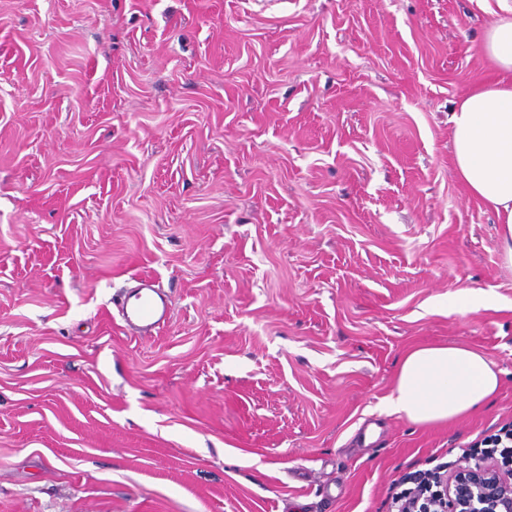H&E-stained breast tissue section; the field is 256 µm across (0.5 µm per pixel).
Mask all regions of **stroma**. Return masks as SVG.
<instances>
[{"label":"stroma","mask_w":512,"mask_h":512,"mask_svg":"<svg viewBox=\"0 0 512 512\" xmlns=\"http://www.w3.org/2000/svg\"><path fill=\"white\" fill-rule=\"evenodd\" d=\"M491 20L0 0V512H387L394 480L512 423V266L449 122L493 77ZM139 276L171 302L148 338L119 315ZM421 342L487 352L494 404L385 412Z\"/></svg>","instance_id":"obj_1"}]
</instances>
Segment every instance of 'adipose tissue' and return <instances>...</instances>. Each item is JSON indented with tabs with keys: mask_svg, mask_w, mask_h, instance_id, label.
Listing matches in <instances>:
<instances>
[{
	"mask_svg": "<svg viewBox=\"0 0 512 512\" xmlns=\"http://www.w3.org/2000/svg\"><path fill=\"white\" fill-rule=\"evenodd\" d=\"M481 45L498 80L479 86L452 113L456 173L469 196L502 224L501 255L512 265V0H495ZM501 372L484 352L456 344L421 343L398 364L386 411L419 425L445 424L493 402Z\"/></svg>",
	"mask_w": 512,
	"mask_h": 512,
	"instance_id": "obj_1",
	"label": "adipose tissue"
}]
</instances>
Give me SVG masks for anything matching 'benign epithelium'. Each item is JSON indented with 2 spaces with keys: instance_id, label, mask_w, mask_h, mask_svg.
I'll return each mask as SVG.
<instances>
[{
  "instance_id": "benign-epithelium-1",
  "label": "benign epithelium",
  "mask_w": 512,
  "mask_h": 512,
  "mask_svg": "<svg viewBox=\"0 0 512 512\" xmlns=\"http://www.w3.org/2000/svg\"><path fill=\"white\" fill-rule=\"evenodd\" d=\"M443 512H512V464L476 459L455 470Z\"/></svg>"
}]
</instances>
